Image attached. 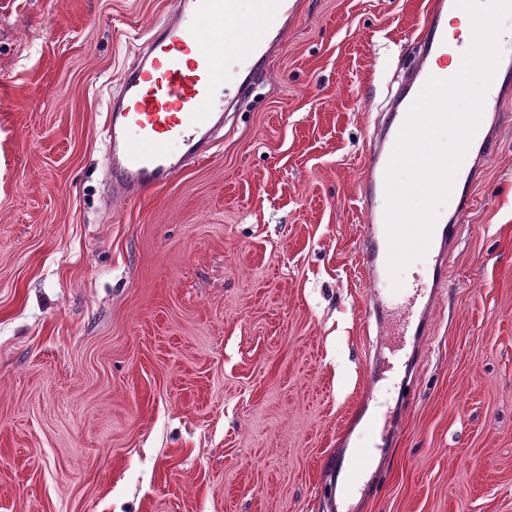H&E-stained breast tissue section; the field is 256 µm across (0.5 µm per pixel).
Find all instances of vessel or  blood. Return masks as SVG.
<instances>
[{"mask_svg":"<svg viewBox=\"0 0 512 512\" xmlns=\"http://www.w3.org/2000/svg\"><path fill=\"white\" fill-rule=\"evenodd\" d=\"M297 8L298 0H256L255 16L262 19L274 12L290 20ZM454 10V0H436L418 62L388 102L376 132L378 142L366 157L361 199L368 225L360 257L369 283L368 320L382 337L388 336V322L396 310L413 308L421 299L434 304L446 282V259L454 246L450 225L465 215L471 205L466 188L482 174L476 164L455 176L463 190L450 201L452 220L435 224L426 252L433 264L430 285L413 279L398 299H391L385 173L411 104L437 73L434 62L448 44L447 17ZM241 25L237 0H172L168 13L124 68L109 99L106 165L113 197L135 201L207 157L211 146L206 126L221 123L225 103L242 97L261 80L268 57L283 40V29L273 28L266 44L235 59L232 67L222 66L216 35ZM510 100L512 81L493 80L484 107L496 112L497 122L479 126L472 139L480 159L492 154L500 125L512 122V114L503 110Z\"/></svg>","mask_w":512,"mask_h":512,"instance_id":"b4317fda","label":"vessel or blood"}]
</instances>
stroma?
I'll return each instance as SVG.
<instances>
[{
  "label": "stroma",
  "mask_w": 512,
  "mask_h": 512,
  "mask_svg": "<svg viewBox=\"0 0 512 512\" xmlns=\"http://www.w3.org/2000/svg\"><path fill=\"white\" fill-rule=\"evenodd\" d=\"M171 0H0V512H328L369 383L365 159L433 0H301L207 159L104 198L118 78ZM456 227L384 482L512 512V124Z\"/></svg>",
  "instance_id": "1"
}]
</instances>
